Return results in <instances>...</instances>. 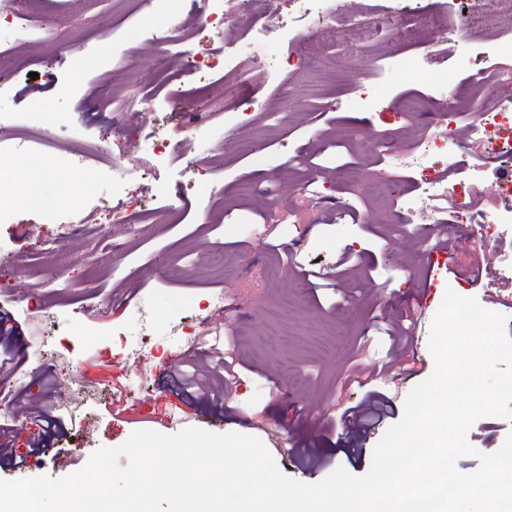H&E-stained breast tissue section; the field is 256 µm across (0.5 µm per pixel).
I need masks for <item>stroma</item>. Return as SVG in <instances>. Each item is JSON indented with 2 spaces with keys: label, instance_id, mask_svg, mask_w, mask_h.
<instances>
[{
  "label": "stroma",
  "instance_id": "obj_1",
  "mask_svg": "<svg viewBox=\"0 0 512 512\" xmlns=\"http://www.w3.org/2000/svg\"><path fill=\"white\" fill-rule=\"evenodd\" d=\"M39 0L28 30L0 48L11 79L0 88V119L13 134L0 141V159L17 183L29 173L18 160L42 153L54 172L39 187L40 205H15L0 223V310L17 334L0 338V371L17 374L0 422L4 438L25 466L0 469V480L67 476L54 465L57 449H68L84 467L102 448L123 444L137 430L174 434L187 427L216 433L258 434L279 470L313 484L337 467L365 474L385 429L356 439L357 452L343 451L341 413L369 394L402 407L409 391L430 376L432 319L446 288L473 297L506 316L512 336V297L490 301L465 271L489 262V279L512 280V223L498 237H482L485 215L507 212L494 193L491 168L481 154L457 150L458 178L481 168L475 185V220L450 225L447 261L428 293L417 374L396 372L354 381L356 364L385 360L388 322L417 308L414 283L424 258L425 230L406 225L397 233L393 213L425 208L428 197L414 169L387 168L365 145L367 135L385 134L401 154L415 152L441 108L454 106V92L473 90L458 64L463 54L483 58L492 76L489 96L512 95V17L494 18L489 30L466 24L482 0H353L347 13L330 16L328 0H308L306 13L288 4L290 20L277 32L255 27L233 38L208 24L216 9L259 13L263 0ZM437 17L448 37L446 53L433 56L426 38L407 39L418 16ZM195 23L186 41L191 54L222 48L229 68H252L247 84L225 86L222 110L212 113V132L196 134V161H213L205 185L192 187L183 163L151 150L152 137L181 131L185 111L205 107L177 56L162 58L156 34ZM311 44L304 72L289 60L292 44ZM167 82L155 99L152 131L142 130L136 109L103 108V89L118 101H139L156 68ZM249 94L264 109L242 115L238 95ZM38 113L39 127L28 116ZM74 131L58 137L59 122ZM362 180L383 178L384 192L370 196L344 168ZM96 174L77 201L61 200L60 187L83 170ZM181 187L180 197L144 198L143 219L113 223L110 208L135 196L143 182ZM236 205V220L216 223V212ZM357 256L370 277L355 275L337 287L310 291L303 271L335 267ZM223 294L224 306L210 298ZM211 320L209 334L235 347L244 366L230 380L223 407L189 404L159 376L190 349L183 326L199 309ZM140 315L147 333V371L136 375L126 360V329ZM64 354L92 396L77 417L63 420L52 436L28 409H52L56 356ZM512 434V419L485 416L467 433L476 456H463L458 471L477 470L478 453L499 450ZM42 439L45 453H28Z\"/></svg>",
  "mask_w": 512,
  "mask_h": 512
}]
</instances>
